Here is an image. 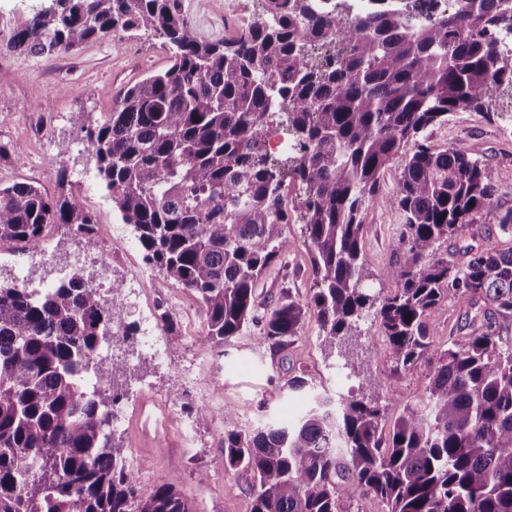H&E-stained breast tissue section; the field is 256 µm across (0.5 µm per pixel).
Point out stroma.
Segmentation results:
<instances>
[{"mask_svg": "<svg viewBox=\"0 0 512 512\" xmlns=\"http://www.w3.org/2000/svg\"><path fill=\"white\" fill-rule=\"evenodd\" d=\"M58 0H0V143L10 153L0 158V187L15 183L35 185L48 196L59 192V171L69 173V191L82 197L94 215L99 251L112 263L103 274L113 287L115 321L141 327L144 317L157 316L168 307L175 320L174 339L164 340L159 352L132 346L129 357L136 377L119 405L112 430L115 439L134 452V470L141 491L151 494L159 478L173 476L196 512H250L252 492L234 470L224 465V408L237 410L242 429L262 426L271 418L295 420L304 409L302 393L281 389L282 381L304 373L316 389L335 394L337 356L321 345L315 316H308L299 337L280 366L260 344L256 327L244 328L223 355L200 343L207 317L195 294L164 278L144 260V252L130 225L124 224L111 195L96 176L93 160L81 141L80 128L103 121L113 101L128 85L147 72L169 64V52L148 32L135 36L108 35L83 47L52 56L30 57L5 50L11 32L35 13L58 8ZM186 17L200 37L224 36L226 14L258 9V0H183ZM425 135L438 147H449L512 169V96L493 100L488 113L453 112L447 122ZM398 170H388L379 192L367 203V232L362 251L372 274L365 286L372 294L386 295L393 284L380 274L394 259V240L403 216L396 203ZM288 247L257 282L260 304L275 301L281 290L291 289L309 301L313 275L301 225L285 229ZM45 258L36 266L14 244H0V280L26 279L48 288L69 273L82 242L63 227L46 225ZM372 315L359 322L357 341L361 367L347 376L346 391L374 400L385 425H392L404 405L420 400L428 383L425 367L397 372L392 368L384 338L367 344L365 333L373 327ZM154 404L156 417H167L164 447L145 448L140 441L144 400ZM206 406L214 419L197 426L184 405Z\"/></svg>", "mask_w": 512, "mask_h": 512, "instance_id": "obj_1", "label": "stroma"}]
</instances>
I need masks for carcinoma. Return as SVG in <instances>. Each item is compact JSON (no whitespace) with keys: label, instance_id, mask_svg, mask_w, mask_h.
<instances>
[{"label":"carcinoma","instance_id":"cac0c4a2","mask_svg":"<svg viewBox=\"0 0 512 512\" xmlns=\"http://www.w3.org/2000/svg\"><path fill=\"white\" fill-rule=\"evenodd\" d=\"M261 2L257 20L209 41L182 0H60L7 47L35 57L148 30L169 51L166 70L82 132L145 261L203 304L201 343L220 353L252 324L284 354L312 314L351 368L336 346L368 312L393 370L426 368L424 397L387 431L378 405L328 396L302 374L286 383L308 397L291 423L236 430L225 408L224 464L251 478V512H350L342 481L358 512L372 495L388 512H512V248L448 258V241L475 236L512 170L424 136L512 90V0H367L355 23L345 0ZM278 132L292 150L275 155ZM392 167L405 223L382 297L363 287V211ZM67 183L63 168L54 198L27 183L0 188V243L39 250L44 227L60 224L96 249L95 218ZM292 214L316 292L303 302L284 288L261 310L255 284L286 248ZM450 295L468 332L443 346L428 317ZM132 336L112 326L110 301L81 267L45 290L0 285V512H192L173 478L143 496L113 436L123 393L101 349Z\"/></svg>","mask_w":512,"mask_h":512}]
</instances>
